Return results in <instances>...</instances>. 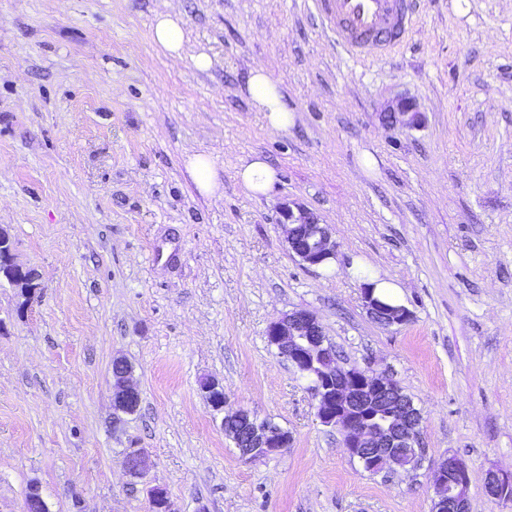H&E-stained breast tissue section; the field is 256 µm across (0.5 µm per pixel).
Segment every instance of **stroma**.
Segmentation results:
<instances>
[{
	"mask_svg": "<svg viewBox=\"0 0 512 512\" xmlns=\"http://www.w3.org/2000/svg\"><path fill=\"white\" fill-rule=\"evenodd\" d=\"M160 13L184 20L180 55L151 39ZM414 17L388 57L355 59L312 0H0V231L39 275L29 301L0 282V512H23L33 481L51 512L76 494L82 512H150L153 485L172 512H431L446 452L470 468V512H512L485 492L512 474V0H419ZM257 66L288 130L244 93ZM402 96L420 124L384 127ZM197 153L216 195L187 172ZM256 155L278 173L265 194L237 178ZM288 200L332 226L330 266L289 252ZM368 279L409 323L369 318ZM298 309L412 397L419 470L369 474L320 424L266 336ZM116 356L141 393L117 430ZM206 378L291 446L242 459ZM187 169L202 194L213 196L219 190L218 171L207 154L201 153L190 157ZM123 464L127 474L134 480L142 481L148 470L147 456L142 448H128L123 453Z\"/></svg>",
	"mask_w": 512,
	"mask_h": 512,
	"instance_id": "obj_1",
	"label": "stroma"
}]
</instances>
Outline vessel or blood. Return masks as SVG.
Segmentation results:
<instances>
[{
	"instance_id": "vessel-or-blood-1",
	"label": "vessel or blood",
	"mask_w": 512,
	"mask_h": 512,
	"mask_svg": "<svg viewBox=\"0 0 512 512\" xmlns=\"http://www.w3.org/2000/svg\"><path fill=\"white\" fill-rule=\"evenodd\" d=\"M337 44L357 58L387 56L413 24L408 0H313Z\"/></svg>"
}]
</instances>
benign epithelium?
I'll return each instance as SVG.
<instances>
[{"instance_id": "1", "label": "benign epithelium", "mask_w": 512, "mask_h": 512, "mask_svg": "<svg viewBox=\"0 0 512 512\" xmlns=\"http://www.w3.org/2000/svg\"><path fill=\"white\" fill-rule=\"evenodd\" d=\"M381 120L388 126L410 128L419 123V113L399 98L392 108L381 113ZM279 224L288 251L303 263L320 266L336 257V241L329 225L320 223L311 210L285 202L280 206ZM361 294L367 313L375 322L391 327L411 320L406 307L381 301L368 286L361 288ZM267 338L307 381L318 419L340 431L342 446L351 458L380 473L422 466L427 455L420 433L422 412L397 381L387 374L369 375L341 365L316 316L306 310L288 312L271 323ZM113 364L112 425L116 426L122 416L138 411L141 395L130 381L131 368L125 359L115 358ZM205 393L212 410L224 412V387L213 380ZM253 416L244 409L226 415L250 434L251 447L239 449L243 458L257 460L288 448L291 435L286 430L275 426L258 428ZM123 464L132 479H145L148 463L144 449H125ZM469 487L470 470L465 460L454 453L442 455L433 467L432 512H470ZM485 490L498 500L512 496V476L488 473ZM23 512H50L36 482L27 487Z\"/></svg>"}]
</instances>
